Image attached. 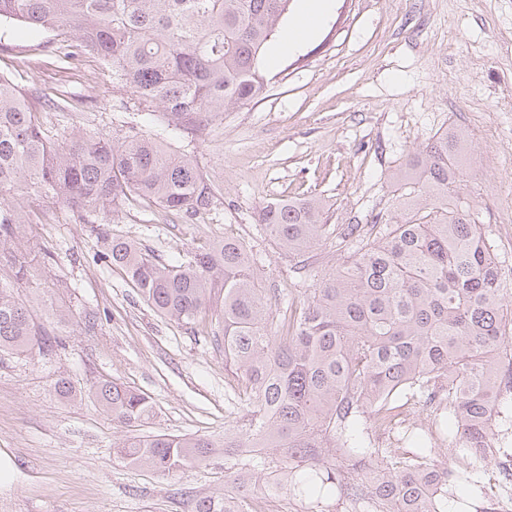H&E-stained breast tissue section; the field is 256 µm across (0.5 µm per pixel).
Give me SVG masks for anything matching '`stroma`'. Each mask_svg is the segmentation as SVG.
I'll use <instances>...</instances> for the list:
<instances>
[{
	"label": "stroma",
	"mask_w": 512,
	"mask_h": 512,
	"mask_svg": "<svg viewBox=\"0 0 512 512\" xmlns=\"http://www.w3.org/2000/svg\"><path fill=\"white\" fill-rule=\"evenodd\" d=\"M58 45L54 33L0 23V75L26 92L52 140L97 132L118 141L141 129L191 158L216 198L190 220L133 201L92 225L47 203L26 225L20 247L29 273L15 294L61 344L0 353V471H13L0 482V512H193L198 499L224 491L230 463L220 452L171 476L115 458L114 446L137 433L223 436L247 408L223 346L143 302L102 259L96 224L165 263L187 261L207 242L241 239L281 311L350 252L330 238L286 255L258 221L262 206L317 195L331 225L402 216L407 200L394 175L461 125L470 141L456 196L480 213L491 251L512 265V207L497 192L512 182V140H487L512 129V110L501 106L512 99V0H330L305 42L283 49L270 41L278 56L260 59L263 95L219 115L197 138L168 126L162 112L142 110L102 59L69 64ZM56 306L69 309V321L57 323ZM61 378L81 396L58 397ZM106 379L145 394L154 416L135 429L113 422L91 392ZM432 446L435 463L455 473L450 512H486L505 477L497 455L476 459L437 439Z\"/></svg>",
	"instance_id": "obj_1"
}]
</instances>
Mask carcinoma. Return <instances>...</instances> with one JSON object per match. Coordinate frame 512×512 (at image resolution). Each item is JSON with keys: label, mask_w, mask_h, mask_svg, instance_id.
<instances>
[{"label": "carcinoma", "mask_w": 512, "mask_h": 512, "mask_svg": "<svg viewBox=\"0 0 512 512\" xmlns=\"http://www.w3.org/2000/svg\"><path fill=\"white\" fill-rule=\"evenodd\" d=\"M290 0H0V21L50 30L66 62L86 54L112 66L144 110L160 108L169 124L194 136L212 118L260 97L258 58ZM468 133L452 126L395 177L421 186L402 220L349 224L330 232L323 200L275 201L258 215L289 254L330 235L354 243L353 258L276 314L254 274L246 244L226 238L197 249L190 261L167 264L138 243L104 236V256L119 267L156 312L195 325L215 313L210 332L224 346V366L238 378L248 408L242 425H224V440L165 433L127 439L116 457L161 475L198 466L219 450L244 467L275 473L265 492L308 502L320 512L338 497L376 512H444L453 470L431 461V438L410 425L411 445L387 455L363 436L403 401L450 413L442 441L474 456L495 448V413L512 391L500 371L512 355L499 262L487 246L479 213L448 201L460 178ZM55 201L80 217L130 201L192 218L215 192L193 160L167 150L134 127L120 144L97 133L58 146L40 113L0 76V352L51 349L53 332L13 296L26 276L20 230L29 223L20 198ZM93 394L112 420L150 418L149 398L101 381ZM238 479L205 497L194 512H245Z\"/></svg>", "instance_id": "cac0c4a2"}]
</instances>
